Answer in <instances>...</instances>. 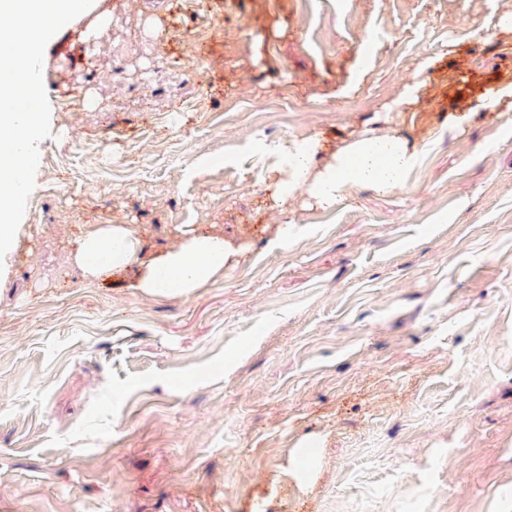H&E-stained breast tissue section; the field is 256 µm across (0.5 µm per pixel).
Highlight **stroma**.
<instances>
[{"instance_id": "1", "label": "stroma", "mask_w": 512, "mask_h": 512, "mask_svg": "<svg viewBox=\"0 0 512 512\" xmlns=\"http://www.w3.org/2000/svg\"><path fill=\"white\" fill-rule=\"evenodd\" d=\"M43 78L0 512H512V98L478 108L512 87V0H94ZM364 134L421 150L402 187L276 201L273 147ZM87 224L249 251L153 298L83 277ZM311 448H316L313 441H300L290 452L289 473L299 484H306L313 477L315 456L310 458Z\"/></svg>"}]
</instances>
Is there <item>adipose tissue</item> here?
Returning a JSON list of instances; mask_svg holds the SVG:
<instances>
[{"instance_id": "obj_1", "label": "adipose tissue", "mask_w": 512, "mask_h": 512, "mask_svg": "<svg viewBox=\"0 0 512 512\" xmlns=\"http://www.w3.org/2000/svg\"><path fill=\"white\" fill-rule=\"evenodd\" d=\"M315 140L293 142L282 152L269 177L278 201L297 190L322 208L333 207L354 185L388 193L403 184L419 165L421 154L400 138L363 136L319 160ZM244 248L225 240L217 231L185 232L179 244L144 260L139 238L129 224H89L76 241L72 258L83 277L100 279L126 269L137 272L132 286L151 297H187L223 277L224 269L238 262Z\"/></svg>"}]
</instances>
